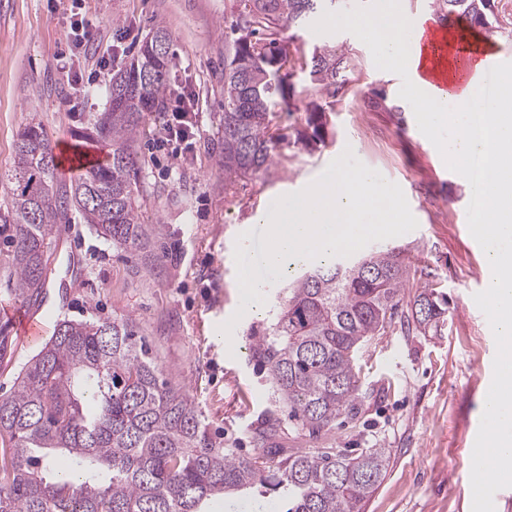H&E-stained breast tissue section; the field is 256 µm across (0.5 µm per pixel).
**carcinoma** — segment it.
Wrapping results in <instances>:
<instances>
[{
    "instance_id": "carcinoma-1",
    "label": "carcinoma",
    "mask_w": 512,
    "mask_h": 512,
    "mask_svg": "<svg viewBox=\"0 0 512 512\" xmlns=\"http://www.w3.org/2000/svg\"><path fill=\"white\" fill-rule=\"evenodd\" d=\"M326 0H245L242 32L224 58V180L266 167L284 135L272 131L278 107L291 99L293 74L277 35L281 22L302 26ZM438 0L440 17L483 28L495 0ZM162 38V48L154 42ZM171 39L155 28L130 62L112 74L107 107L83 134L107 148L104 164L70 185L60 182L51 140L38 123L18 136L10 174L13 234L8 267L19 295L42 288L52 229L77 210L97 236L130 251L150 246L156 229L139 222L134 152L147 115L166 110ZM311 80L338 91L344 53L313 49ZM415 275L396 247L351 261H330L288 281V296L252 347L275 393L301 431L314 438L362 398L355 360L394 324ZM406 303V302H404ZM407 327L426 333L448 309L433 288L406 303ZM278 419L256 428L261 448L240 458L206 439L189 396L171 386L133 321L61 319L55 334L0 396V512H204L236 493L277 496L285 512H364L389 465L388 448H267Z\"/></svg>"
}]
</instances>
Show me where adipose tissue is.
Instances as JSON below:
<instances>
[{"mask_svg": "<svg viewBox=\"0 0 512 512\" xmlns=\"http://www.w3.org/2000/svg\"><path fill=\"white\" fill-rule=\"evenodd\" d=\"M331 26L349 28L375 41L380 59L386 66L406 72V94L414 111L419 112L427 134H435L446 124L454 131L444 147L450 167L464 170L469 159L486 161L482 184L487 194L483 208L477 211L474 230L488 242L487 263L496 273L488 284L491 312L497 333L505 349H512V209L504 201L512 192V85L501 86L495 98H485L477 77H470L459 93H445L438 82L456 84L461 71L456 45L459 33L447 29L442 53L434 67H427L420 42L424 30L419 18L400 8L397 0H386L371 14L332 18ZM483 106L492 127L491 139L474 137L470 132L472 109ZM486 412L496 422L489 431L477 458L485 460L489 472L500 477L512 475V358H503L499 377L492 383L485 403Z\"/></svg>", "mask_w": 512, "mask_h": 512, "instance_id": "ef3b65f1", "label": "adipose tissue"}]
</instances>
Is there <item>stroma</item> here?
<instances>
[{
	"label": "stroma",
	"mask_w": 512,
	"mask_h": 512,
	"mask_svg": "<svg viewBox=\"0 0 512 512\" xmlns=\"http://www.w3.org/2000/svg\"><path fill=\"white\" fill-rule=\"evenodd\" d=\"M241 0H0V172L12 170L18 133L40 121L53 143H73L106 108L101 86L89 83L98 60L120 30L130 33L113 68L134 55L153 28L172 41L170 85L194 95L199 138L192 159L174 167L157 151L156 115H148L135 144L140 167L138 213L156 227L153 250L142 258L112 247L71 212L55 225L53 254L37 299L19 296L0 264V334L10 349L0 361V395L9 394L39 346L19 336L27 312L60 319L130 318L171 383L186 392L214 446L254 456L253 430L276 412L274 440L287 448H387V475L365 512H512V477L497 480L498 495L479 498L468 460L486 433L484 389L495 381L504 349L490 320L485 282L492 271L478 235L460 223L469 193L449 168L439 143L425 134L406 96V76L382 68L375 45L332 28L327 14L297 29L281 26L296 93L277 114L286 138L267 169L225 183L218 163L224 117V33ZM80 19L95 44L72 50L66 32ZM342 50L347 82L338 93L306 80L301 62L313 45ZM325 111L321 143L298 139L315 107ZM398 184L418 221L392 238L416 269L406 290L430 284L448 299L441 332L375 337L359 357L366 394L354 418L317 438L305 437L278 400L270 376L249 352L253 331L266 327L284 298V280L269 282L268 305L250 309L235 262L238 248L260 239L257 223L270 198L304 189L345 148Z\"/></svg>",
	"instance_id": "1"
}]
</instances>
